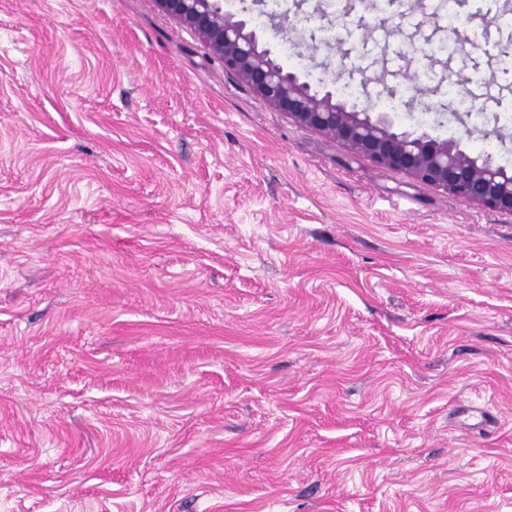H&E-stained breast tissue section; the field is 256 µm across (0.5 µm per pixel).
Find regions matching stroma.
<instances>
[{
	"label": "stroma",
	"mask_w": 512,
	"mask_h": 512,
	"mask_svg": "<svg viewBox=\"0 0 512 512\" xmlns=\"http://www.w3.org/2000/svg\"><path fill=\"white\" fill-rule=\"evenodd\" d=\"M298 0L271 55L512 167L506 0ZM345 70H336L337 62ZM0 512H512V213L264 103L155 0H0Z\"/></svg>",
	"instance_id": "stroma-1"
}]
</instances>
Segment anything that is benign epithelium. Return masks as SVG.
Here are the masks:
<instances>
[{
  "instance_id": "1",
  "label": "benign epithelium",
  "mask_w": 512,
  "mask_h": 512,
  "mask_svg": "<svg viewBox=\"0 0 512 512\" xmlns=\"http://www.w3.org/2000/svg\"><path fill=\"white\" fill-rule=\"evenodd\" d=\"M167 14L199 34L229 70L252 86L262 100L298 124L345 142L378 165L405 172L448 193L485 207L512 212V169L492 154H471L449 139L427 132H398L385 113L373 117L333 100L300 81L298 75L264 49L247 22L224 11V0H156ZM427 126L437 130L446 113L421 97Z\"/></svg>"
}]
</instances>
